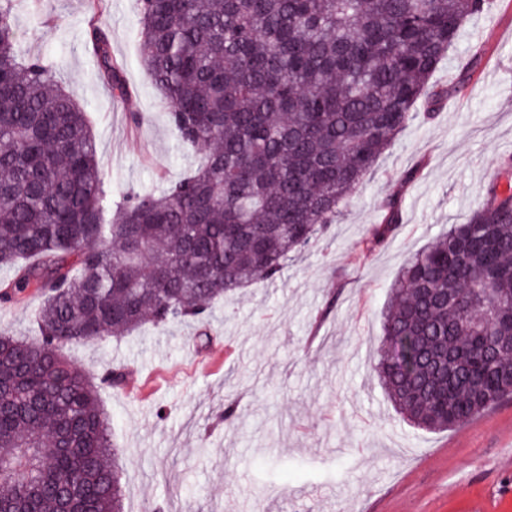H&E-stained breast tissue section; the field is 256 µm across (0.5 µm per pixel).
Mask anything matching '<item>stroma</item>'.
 <instances>
[{"instance_id":"obj_1","label":"stroma","mask_w":512,"mask_h":512,"mask_svg":"<svg viewBox=\"0 0 512 512\" xmlns=\"http://www.w3.org/2000/svg\"><path fill=\"white\" fill-rule=\"evenodd\" d=\"M89 17L88 0H41L14 22L23 50L42 55L84 106L117 203L160 191L202 156L166 122L141 61L135 0H103L99 18L128 97L98 76ZM430 83L448 92L436 117L403 129L342 218L276 282L216 305L208 342L177 322L64 347L91 377L126 374L123 388L100 394L124 512H512V396L429 432L397 414L370 372L401 267L466 222L512 158V0L466 24ZM389 198L402 222L367 249ZM229 396L232 426L217 422Z\"/></svg>"}]
</instances>
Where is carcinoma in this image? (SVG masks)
Segmentation results:
<instances>
[{
    "instance_id": "1",
    "label": "carcinoma",
    "mask_w": 512,
    "mask_h": 512,
    "mask_svg": "<svg viewBox=\"0 0 512 512\" xmlns=\"http://www.w3.org/2000/svg\"><path fill=\"white\" fill-rule=\"evenodd\" d=\"M0 0V306L40 299L38 336H0V512H123L99 385L65 344L147 323L210 325L211 305L273 283L336 223L471 18L495 0H137L143 66L178 140L204 163L108 200L82 107L23 52ZM100 76L128 94L108 34ZM468 221L411 256L372 366L405 419L463 426L512 380V160ZM386 223L367 247L401 221Z\"/></svg>"
}]
</instances>
